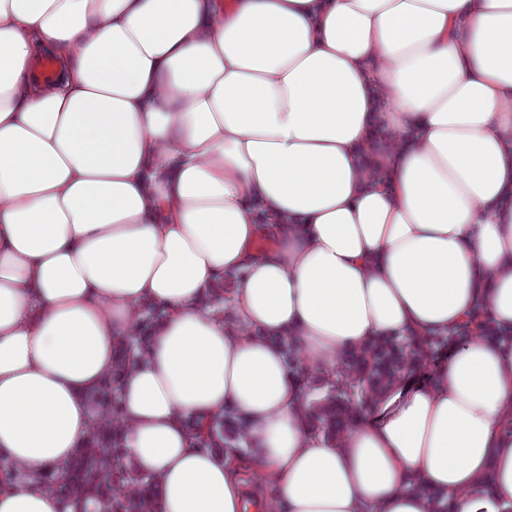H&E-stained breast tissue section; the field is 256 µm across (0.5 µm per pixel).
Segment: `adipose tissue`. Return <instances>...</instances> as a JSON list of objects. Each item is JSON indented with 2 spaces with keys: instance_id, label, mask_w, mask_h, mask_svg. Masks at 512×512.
<instances>
[{
  "instance_id": "ef3b65f1",
  "label": "adipose tissue",
  "mask_w": 512,
  "mask_h": 512,
  "mask_svg": "<svg viewBox=\"0 0 512 512\" xmlns=\"http://www.w3.org/2000/svg\"><path fill=\"white\" fill-rule=\"evenodd\" d=\"M478 309L501 340L312 431L307 374ZM123 349L156 512H245L187 428L228 410L277 512H512V0H0V512H74L39 481Z\"/></svg>"
}]
</instances>
